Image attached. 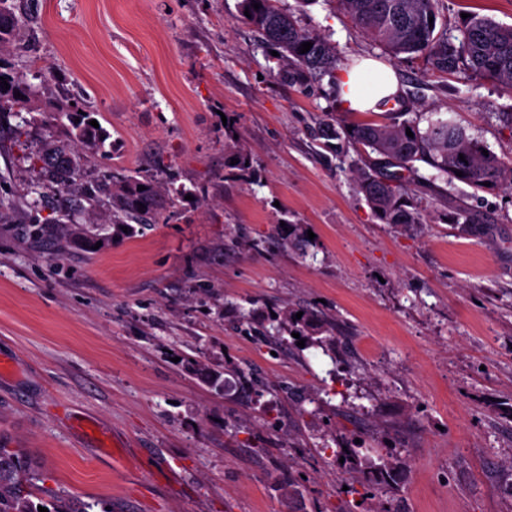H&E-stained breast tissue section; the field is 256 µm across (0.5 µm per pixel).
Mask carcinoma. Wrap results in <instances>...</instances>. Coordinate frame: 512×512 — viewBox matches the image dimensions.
I'll return each instance as SVG.
<instances>
[{"instance_id": "obj_1", "label": "carcinoma", "mask_w": 512, "mask_h": 512, "mask_svg": "<svg viewBox=\"0 0 512 512\" xmlns=\"http://www.w3.org/2000/svg\"><path fill=\"white\" fill-rule=\"evenodd\" d=\"M276 2L242 0L241 10L249 11V15L241 19L259 33L263 44L278 52L272 57L278 79L305 92L324 74L334 73L336 50L324 37L302 27L294 15L278 8ZM255 3L260 8H254ZM335 4L393 58L421 57L438 72L462 64L473 73L512 89V26L474 16L462 27L461 38L454 46L437 31L439 0H335ZM18 24L9 0H0V49L11 43ZM305 42L312 43V47L302 54L301 44ZM0 77L10 85L8 89L0 88V115L30 109L33 89L24 76L4 64L0 66ZM65 116L68 125L64 126V138L47 136L31 156L42 176L41 188L74 197L88 193L104 196L109 199L116 230L125 225L128 233H135V227L125 221L159 212L160 187L147 176L119 178L112 172L102 174L90 186L83 185L78 146L102 150L110 134L90 125L93 117L76 105ZM408 129L414 137L407 136ZM316 136L327 143L336 141L338 151L346 144L355 149L363 161L355 173L357 192L383 224L412 228L424 222L410 202L411 189L402 177V172L415 170L417 163L438 171L450 184L458 182L482 191L512 190V163L492 151L483 154L486 146L446 116L427 118L423 128L418 119L338 127L328 118L319 124ZM457 170L463 176H457ZM140 185L145 190H138ZM450 219L471 236L483 234L480 223L464 207L456 208ZM68 235L89 252L103 241L81 224L70 225ZM42 481L44 477L33 469L25 449L10 448L0 440V512H39L40 506L48 512H91V504L47 488L41 485Z\"/></svg>"}]
</instances>
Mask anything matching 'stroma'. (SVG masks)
Here are the masks:
<instances>
[{"label": "stroma", "mask_w": 512, "mask_h": 512, "mask_svg": "<svg viewBox=\"0 0 512 512\" xmlns=\"http://www.w3.org/2000/svg\"><path fill=\"white\" fill-rule=\"evenodd\" d=\"M0 59L32 85L25 121L0 120V439L27 449L47 487L112 512H512V192L448 185L419 165L422 225L377 220L312 131L343 111L330 78L280 83L240 0H11ZM336 48L337 65L390 62L411 112H441L512 158V90L459 68L390 59L333 0H278ZM512 25V0H440ZM78 104L110 138L82 155L188 189L136 236L107 199L66 243L30 161L46 112ZM247 153L251 166L234 168ZM483 238L448 220V203ZM251 313L241 322L240 310ZM313 315L318 333L273 315ZM224 373L215 390L188 369ZM365 445L348 449L353 433ZM395 471L366 482L372 462ZM18 24L9 0H0V49L11 43Z\"/></svg>", "instance_id": "35a3bbf8"}]
</instances>
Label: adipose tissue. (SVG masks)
Masks as SVG:
<instances>
[{
	"mask_svg": "<svg viewBox=\"0 0 512 512\" xmlns=\"http://www.w3.org/2000/svg\"><path fill=\"white\" fill-rule=\"evenodd\" d=\"M341 108L347 112H376L382 101L400 95L395 71L374 59H361L335 74Z\"/></svg>",
	"mask_w": 512,
	"mask_h": 512,
	"instance_id": "ef3b65f1",
	"label": "adipose tissue"
}]
</instances>
